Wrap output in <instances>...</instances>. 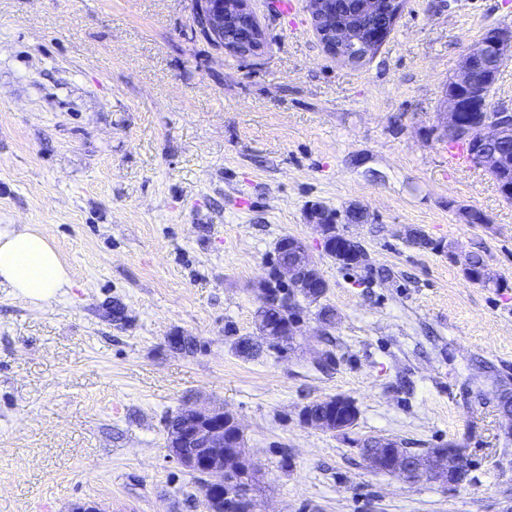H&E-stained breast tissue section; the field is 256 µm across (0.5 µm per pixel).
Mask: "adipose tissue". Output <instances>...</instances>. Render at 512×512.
Wrapping results in <instances>:
<instances>
[{"label":"adipose tissue","mask_w":512,"mask_h":512,"mask_svg":"<svg viewBox=\"0 0 512 512\" xmlns=\"http://www.w3.org/2000/svg\"><path fill=\"white\" fill-rule=\"evenodd\" d=\"M0 280L16 298L47 302L70 287L69 272L51 239L38 228L0 226Z\"/></svg>","instance_id":"adipose-tissue-1"}]
</instances>
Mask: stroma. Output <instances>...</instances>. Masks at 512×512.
<instances>
[{"mask_svg":"<svg viewBox=\"0 0 512 512\" xmlns=\"http://www.w3.org/2000/svg\"><path fill=\"white\" fill-rule=\"evenodd\" d=\"M274 2L250 0L266 47L242 57L199 32L194 0H0V225L43 230L73 282L40 303L0 283V512H204L165 428L211 405L241 424L257 512H512L495 396L512 388V203L449 166L441 119L449 76L512 29V0H404L356 68L324 51L309 0ZM314 204L368 212L346 227L365 266L326 255ZM285 236L336 323L304 306L291 349L241 357ZM473 255L493 284L464 276ZM331 396L356 425L305 428L302 406ZM369 437L464 448L469 479L370 470Z\"/></svg>","mask_w":512,"mask_h":512,"instance_id":"obj_1","label":"stroma"}]
</instances>
